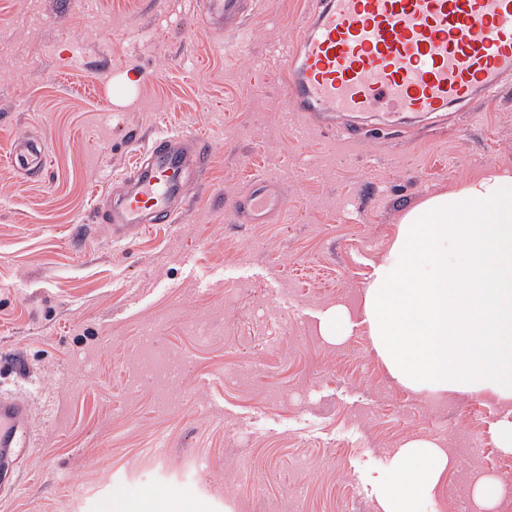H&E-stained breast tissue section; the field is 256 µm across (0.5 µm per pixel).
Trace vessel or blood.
I'll list each match as a JSON object with an SVG mask.
<instances>
[{
    "label": "vessel or blood",
    "mask_w": 512,
    "mask_h": 512,
    "mask_svg": "<svg viewBox=\"0 0 512 512\" xmlns=\"http://www.w3.org/2000/svg\"><path fill=\"white\" fill-rule=\"evenodd\" d=\"M199 18L238 37L247 0H197ZM283 83L288 111L309 127L332 131L336 118L382 108L421 116L456 112L494 99L512 79V0H315ZM210 142L198 135H161L140 154L111 204L95 218L116 241L150 224L174 223L190 186L207 177ZM28 179L44 175L46 154L29 135L6 156ZM284 199L268 179L253 180L234 203L238 220L262 224ZM27 405L0 393V495L13 493L31 445Z\"/></svg>",
    "instance_id": "vessel-or-blood-1"
}]
</instances>
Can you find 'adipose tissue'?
<instances>
[{"mask_svg": "<svg viewBox=\"0 0 512 512\" xmlns=\"http://www.w3.org/2000/svg\"><path fill=\"white\" fill-rule=\"evenodd\" d=\"M362 316L404 388L511 402L512 168H490L405 211ZM455 465L436 440L406 442L384 480L385 512H418Z\"/></svg>", "mask_w": 512, "mask_h": 512, "instance_id": "ef3b65f1", "label": "adipose tissue"}]
</instances>
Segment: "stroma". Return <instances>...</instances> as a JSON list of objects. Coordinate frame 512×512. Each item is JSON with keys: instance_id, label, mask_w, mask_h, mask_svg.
Wrapping results in <instances>:
<instances>
[{"instance_id": "1", "label": "stroma", "mask_w": 512, "mask_h": 512, "mask_svg": "<svg viewBox=\"0 0 512 512\" xmlns=\"http://www.w3.org/2000/svg\"><path fill=\"white\" fill-rule=\"evenodd\" d=\"M309 2L253 0L228 48L192 0H0V392L34 432L0 512H383L393 454L419 438L459 461L419 512H461L473 468L512 483V404L405 389L362 317L401 214L512 167V84L396 142L378 114L350 146L298 134L282 52ZM21 133L44 141L40 182L4 161ZM161 133L211 141L207 180L175 223L115 243L93 206ZM257 176L285 207L239 223ZM339 305L336 342L321 323ZM349 316L342 307L331 310L323 321V333L332 340L340 341L348 333Z\"/></svg>"}]
</instances>
